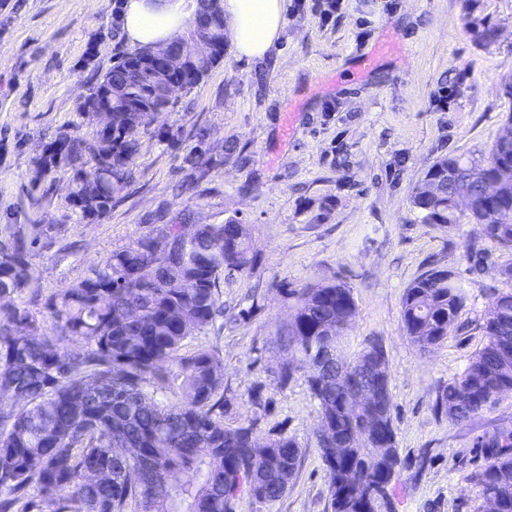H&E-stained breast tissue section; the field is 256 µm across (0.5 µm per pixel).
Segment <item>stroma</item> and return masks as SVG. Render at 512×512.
I'll return each instance as SVG.
<instances>
[{"label": "stroma", "instance_id": "1", "mask_svg": "<svg viewBox=\"0 0 512 512\" xmlns=\"http://www.w3.org/2000/svg\"><path fill=\"white\" fill-rule=\"evenodd\" d=\"M119 0H0V238L22 224L46 237L31 260L39 302L69 287L113 251L157 225L221 224L250 230L256 260L225 275L218 292L238 321L193 336L216 349L234 393L224 423L256 420L301 446L299 468L273 506L242 497L236 512H332L314 432L319 407L302 377L275 388L287 356L279 334L294 309L290 288L338 280L357 312L343 353L369 339L386 352L393 426L402 460L392 512H486L471 477L493 461L483 439L512 429V391L455 423L435 410L463 372L512 249L476 225L424 223L416 183L443 155H485L512 97V0H287L279 49L250 63L225 45L201 83L145 128L134 179L99 219L68 197L73 171L37 178L35 161L60 131L91 139L79 110L95 78L130 46L107 31ZM204 152L206 165L194 155ZM450 271L466 305L447 339L419 352L402 324L408 285ZM263 386L256 415L248 395Z\"/></svg>", "mask_w": 512, "mask_h": 512}]
</instances>
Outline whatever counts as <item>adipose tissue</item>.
<instances>
[{
	"instance_id": "ef3b65f1",
	"label": "adipose tissue",
	"mask_w": 512,
	"mask_h": 512,
	"mask_svg": "<svg viewBox=\"0 0 512 512\" xmlns=\"http://www.w3.org/2000/svg\"><path fill=\"white\" fill-rule=\"evenodd\" d=\"M224 33L238 57L261 61L277 48L285 25L286 0H220ZM191 19L186 0H124L118 23L137 47H161Z\"/></svg>"
}]
</instances>
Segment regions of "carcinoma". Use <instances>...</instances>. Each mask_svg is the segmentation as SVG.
I'll return each mask as SVG.
<instances>
[{
	"label": "carcinoma",
	"instance_id": "carcinoma-1",
	"mask_svg": "<svg viewBox=\"0 0 512 512\" xmlns=\"http://www.w3.org/2000/svg\"><path fill=\"white\" fill-rule=\"evenodd\" d=\"M212 7V0H200L197 13L211 14L215 38L222 39L224 16L211 13ZM144 52L136 48L116 58L80 105L83 113L96 101L114 109L110 127L99 134L108 142L104 156L82 171L76 163L89 141L63 131L48 144L57 152L36 161L45 175L75 168L71 203L86 218L109 212L133 181L141 128L137 113L125 108L140 103L160 115L172 111L161 97L164 78L146 81L138 72ZM223 57L220 49L182 63L187 89ZM461 162L469 166L466 189L477 212L469 223L497 245H512V180L494 199L483 185L501 167L512 170V149L495 144L486 157L438 158L413 189L412 207L428 224L459 223L457 186L448 182V168ZM487 215L493 223H482ZM43 235L42 225L28 224L3 241L14 260L0 262V512H235L244 493L262 504L281 499L301 461L298 442L281 430L270 434L267 445L248 442L255 419L225 426L228 399L218 354L186 349L188 339L224 313L220 276L254 265L249 228L231 218L197 225L188 242L172 231L151 247L140 238L55 294L46 303L49 325L16 300L29 287L31 259ZM438 272H423L402 300L403 328L422 351L447 338L466 302L455 280ZM288 298L296 312L279 341L299 359L280 368L276 385L304 377L334 436L345 441L365 424L350 380L359 376L369 386L373 380L360 354L344 373L313 370L307 352L344 342L336 328L356 307L351 289L305 284L288 290ZM481 329L483 346L436 398L437 411L457 423L512 391V289L494 293ZM74 342L80 349L69 348ZM179 392L184 401L167 402ZM392 411L387 394L378 403L383 442L351 443L334 463L315 433L332 512H361L372 479H393L401 459ZM482 445L496 449V457L472 480L492 492L498 512H512V430H499Z\"/></svg>",
	"mask_w": 512,
	"mask_h": 512
}]
</instances>
